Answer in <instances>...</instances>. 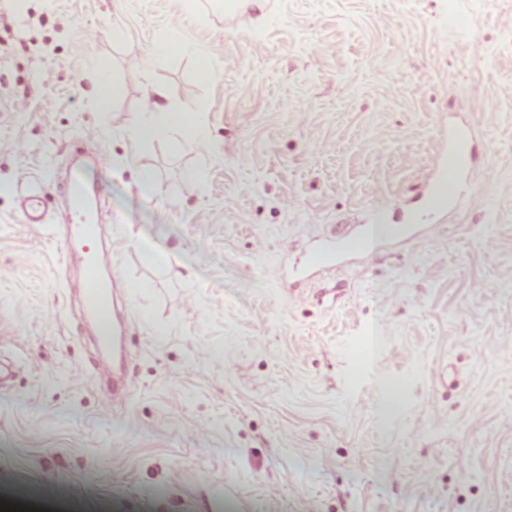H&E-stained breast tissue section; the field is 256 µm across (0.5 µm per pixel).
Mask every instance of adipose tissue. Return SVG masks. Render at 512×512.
I'll list each match as a JSON object with an SVG mask.
<instances>
[{
    "label": "adipose tissue",
    "mask_w": 512,
    "mask_h": 512,
    "mask_svg": "<svg viewBox=\"0 0 512 512\" xmlns=\"http://www.w3.org/2000/svg\"><path fill=\"white\" fill-rule=\"evenodd\" d=\"M205 115L204 103L177 106L163 87L154 85L149 88L141 111L130 119L129 130L140 143L167 141L176 146L181 139L202 135Z\"/></svg>",
    "instance_id": "adipose-tissue-1"
}]
</instances>
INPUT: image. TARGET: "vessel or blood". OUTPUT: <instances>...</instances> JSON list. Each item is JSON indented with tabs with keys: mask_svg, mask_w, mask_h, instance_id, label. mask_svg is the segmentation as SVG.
I'll return each mask as SVG.
<instances>
[{
	"mask_svg": "<svg viewBox=\"0 0 512 512\" xmlns=\"http://www.w3.org/2000/svg\"><path fill=\"white\" fill-rule=\"evenodd\" d=\"M471 151L470 135L466 129L453 128L443 137L431 182L429 203L435 213L448 211L457 201L464 177L465 162ZM96 193L85 181L81 168L73 167L59 181L51 200L37 194L23 197L21 209L30 224L42 223L46 204L70 217L66 229L67 247H81L85 254L82 300L85 310L98 326L100 346H107L114 333L115 303L123 293L117 274L103 275L102 269L111 265L110 251L100 249V223L94 210ZM394 230L388 224L365 225L359 234L343 241L345 253L369 256L372 249L391 238Z\"/></svg>",
	"mask_w": 512,
	"mask_h": 512,
	"instance_id": "vessel-or-blood-1",
	"label": "vessel or blood"
}]
</instances>
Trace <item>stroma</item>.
Wrapping results in <instances>:
<instances>
[{
	"label": "stroma",
	"instance_id": "stroma-1",
	"mask_svg": "<svg viewBox=\"0 0 512 512\" xmlns=\"http://www.w3.org/2000/svg\"><path fill=\"white\" fill-rule=\"evenodd\" d=\"M172 33L191 52L153 58ZM95 69L118 79L103 111L83 80ZM151 84L204 102L206 134L136 144L126 123ZM446 125L472 127V175L435 215ZM79 149L129 285L120 405L79 306L83 252L54 210L29 224L19 207L51 196ZM0 183V362L16 370L0 386V501L512 512V0H260L236 15L0 0ZM380 208L407 233L367 260L340 254ZM327 249L333 266L308 264Z\"/></svg>",
	"mask_w": 512,
	"mask_h": 512
}]
</instances>
